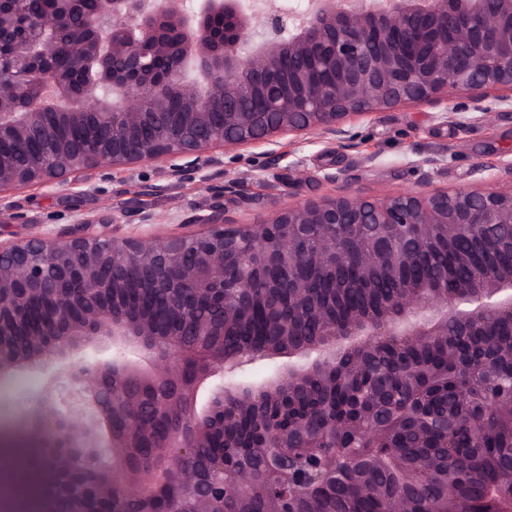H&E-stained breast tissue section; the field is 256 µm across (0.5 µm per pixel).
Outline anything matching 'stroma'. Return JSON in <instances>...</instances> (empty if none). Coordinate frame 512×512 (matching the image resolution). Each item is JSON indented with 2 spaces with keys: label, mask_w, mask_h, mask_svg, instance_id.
Wrapping results in <instances>:
<instances>
[{
  "label": "stroma",
  "mask_w": 512,
  "mask_h": 512,
  "mask_svg": "<svg viewBox=\"0 0 512 512\" xmlns=\"http://www.w3.org/2000/svg\"><path fill=\"white\" fill-rule=\"evenodd\" d=\"M437 110L432 100L353 118L348 124L353 139L346 146L325 139L306 144L289 136L279 139L273 147L278 153L305 157L301 174L285 159L270 164L267 152L272 147L265 143L229 151L224 156L225 190L219 195L194 181H174L154 166L143 168L138 179L103 170L93 178L96 191L91 195L64 186L53 191L29 187L12 194L13 210L0 213V242H14L38 230H71L82 213L101 220L108 233L113 213L132 204L153 212L158 221L125 226V233L178 236L191 232L190 216L216 202L236 223L250 224L271 218L276 200H323L344 191L376 199L418 190L426 183L441 190L474 187L483 182L477 164L512 161L511 113L462 126L436 120ZM432 158L440 159L439 168L429 166ZM325 172L337 174V181L322 180ZM146 181L162 185V192L143 194ZM46 381L45 373L32 370L0 377V435L23 427L26 407L43 392Z\"/></svg>",
  "instance_id": "1"
}]
</instances>
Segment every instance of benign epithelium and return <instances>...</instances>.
Masks as SVG:
<instances>
[{
  "label": "benign epithelium",
  "mask_w": 512,
  "mask_h": 512,
  "mask_svg": "<svg viewBox=\"0 0 512 512\" xmlns=\"http://www.w3.org/2000/svg\"><path fill=\"white\" fill-rule=\"evenodd\" d=\"M22 2L0 0V142L21 152L37 144L39 161L0 164V211L31 186L71 183L90 193L91 173L106 168L133 175L159 163L171 178L208 184L224 174L230 148L274 145L283 135L342 144L351 138L349 117L402 102L435 97L438 118L464 125L461 90L505 88L492 106L476 100L475 110L512 112V0H308L301 12L263 13L259 0H96L90 18L83 0H51L19 25ZM62 50L80 80L57 65ZM61 124L93 130L95 145L63 142ZM112 223L157 217L134 206ZM191 223L203 231L157 238L107 235L96 230L99 220L79 217L67 234L0 243V375L48 373L25 432L48 448L46 465L62 479L59 512H128L131 501L133 512H159L152 503L161 491L175 504L168 512H224L225 497L244 496L252 461L282 448L310 478L275 457L282 482L268 491L269 512H297L293 498L336 487L331 455L310 449L358 419L379 440L396 429L421 441L473 427L474 415L422 400L397 418L393 385L413 390L438 374L400 355L512 322V269L477 268L452 297L446 277L427 274L399 284L382 311L345 318L328 311L305 277L260 293L253 282L284 267L398 270L437 232L476 246L512 243V184L281 203L271 221L256 224H237L215 204ZM230 267L238 270L232 282L224 279ZM131 276L162 293L166 315L128 311L118 294ZM280 288L293 291L286 310L275 297ZM259 301L273 339L258 355L226 353L212 339L215 326H241ZM387 350L394 362L379 369L384 382L358 418H336L327 402L286 429L273 418L274 408L306 398L315 379L355 385ZM275 356L288 363L242 382L253 359ZM218 372L224 383L198 406L202 384ZM494 408L512 425V390ZM243 416L259 426L247 453L231 466L222 452L200 457ZM392 452L406 484L439 478L430 512H464L457 475L438 456L409 465ZM88 457L95 464L87 474ZM502 467L509 476L484 491L497 504L488 512H512V454ZM380 469L374 459L356 462L361 494L381 493ZM382 512L418 510L399 493L384 497Z\"/></svg>",
  "instance_id": "benign-epithelium-1"
}]
</instances>
